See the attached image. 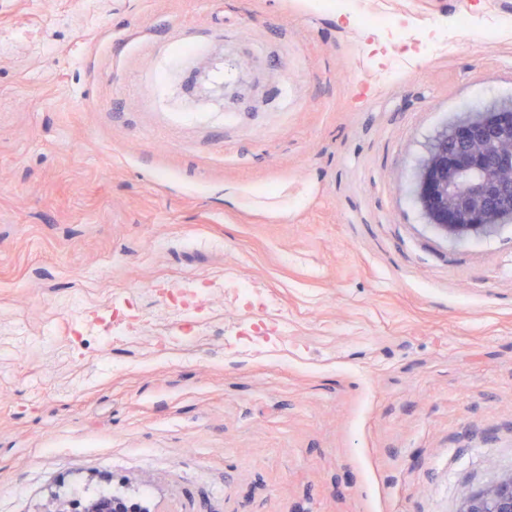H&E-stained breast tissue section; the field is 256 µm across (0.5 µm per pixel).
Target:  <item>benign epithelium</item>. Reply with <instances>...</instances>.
Masks as SVG:
<instances>
[{
    "mask_svg": "<svg viewBox=\"0 0 512 512\" xmlns=\"http://www.w3.org/2000/svg\"><path fill=\"white\" fill-rule=\"evenodd\" d=\"M428 223L445 233L484 232L512 218V101L441 130L416 174ZM86 512H143L137 504L92 502ZM460 512H512V474L468 496Z\"/></svg>",
    "mask_w": 512,
    "mask_h": 512,
    "instance_id": "7a95c632",
    "label": "benign epithelium"
}]
</instances>
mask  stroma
Here are the masks:
<instances>
[{
	"mask_svg": "<svg viewBox=\"0 0 512 512\" xmlns=\"http://www.w3.org/2000/svg\"><path fill=\"white\" fill-rule=\"evenodd\" d=\"M510 98L512 0H0V512H459L512 473V223L411 191ZM262 297L288 347L236 355Z\"/></svg>",
	"mask_w": 512,
	"mask_h": 512,
	"instance_id": "obj_1",
	"label": "stroma"
}]
</instances>
